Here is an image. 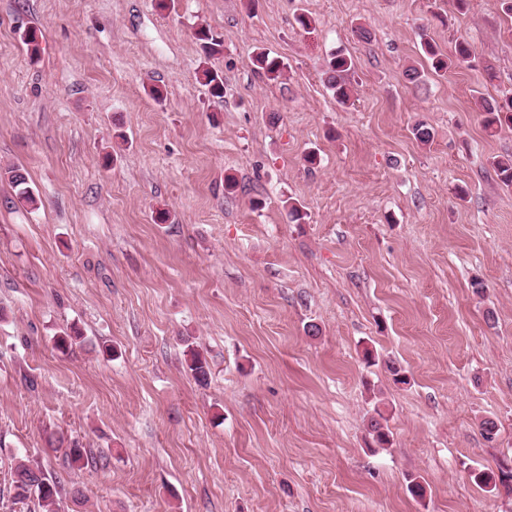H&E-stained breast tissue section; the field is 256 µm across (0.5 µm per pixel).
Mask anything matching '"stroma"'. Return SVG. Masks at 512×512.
I'll list each match as a JSON object with an SVG mask.
<instances>
[{
    "label": "stroma",
    "mask_w": 512,
    "mask_h": 512,
    "mask_svg": "<svg viewBox=\"0 0 512 512\" xmlns=\"http://www.w3.org/2000/svg\"><path fill=\"white\" fill-rule=\"evenodd\" d=\"M200 24L224 38L220 98ZM424 33L473 55L409 82ZM338 49L347 106L323 75ZM509 97L501 0H0V170L40 199L0 179V512L20 455L82 492L61 512H512L468 478L512 459V186L492 166L512 128L478 111ZM75 444L94 463L65 466ZM196 38L200 42V48L203 54L202 66L199 70L201 82L208 88L212 96L220 97L224 92V80L218 72L208 66V61L222 52L224 40L218 39L210 30L204 27L198 29ZM257 73L268 80H278L285 73L286 66L277 58H270L269 54L260 51L254 56ZM4 174L8 175V179L15 189V195L20 202H25L31 208H38L39 198L33 187L29 184L26 175L18 169H7ZM184 352L187 370L197 381H206L210 373V365L207 358L192 343L186 342ZM374 415L368 419V431L372 441L378 448H389L391 445V432L388 427V418L379 406L374 407Z\"/></svg>",
    "instance_id": "1"
}]
</instances>
